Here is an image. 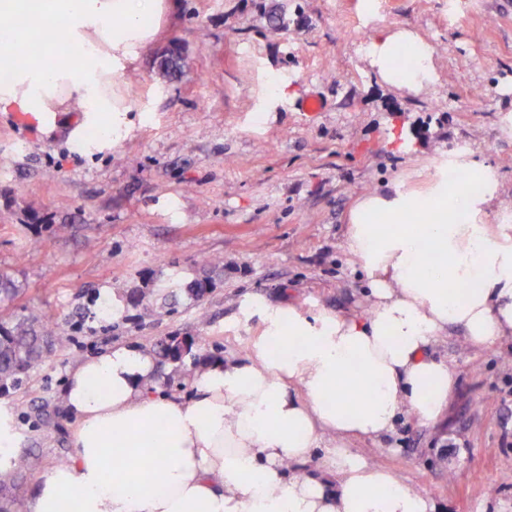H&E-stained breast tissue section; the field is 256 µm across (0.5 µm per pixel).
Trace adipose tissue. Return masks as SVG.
Returning <instances> with one entry per match:
<instances>
[{"mask_svg": "<svg viewBox=\"0 0 512 512\" xmlns=\"http://www.w3.org/2000/svg\"><path fill=\"white\" fill-rule=\"evenodd\" d=\"M173 0H0V112L58 119L82 101L83 122L114 138L128 106L120 69L153 43ZM58 18L66 46L96 68L21 58L33 13ZM367 54L383 82L411 93L434 80L433 50L408 29H384ZM500 200L491 165L458 152L424 194L400 184L365 195L345 249L371 308L342 316L265 306L264 335L245 356L209 363L167 392L155 357L116 346L72 370L62 402L76 421L70 463L41 468L27 512H435L426 495L350 449L409 415L436 424L456 371L432 348L449 328L487 348L512 335V225L485 219ZM286 352L271 355L269 341ZM368 384L361 403L347 398ZM327 448L318 476L289 472Z\"/></svg>", "mask_w": 512, "mask_h": 512, "instance_id": "1", "label": "adipose tissue"}]
</instances>
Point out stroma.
I'll list each match as a JSON object with an SVG mask.
<instances>
[{
    "mask_svg": "<svg viewBox=\"0 0 512 512\" xmlns=\"http://www.w3.org/2000/svg\"><path fill=\"white\" fill-rule=\"evenodd\" d=\"M384 28L431 45L435 79L421 92L371 67L364 48ZM171 49L184 62L164 81L154 62ZM477 88L488 96L474 104ZM116 89L132 126L114 145L95 123L75 139L0 114V273L23 288L0 319L35 312L66 338L24 393L0 398V413L18 434L16 456L45 466L71 458L61 393L82 358L173 333L199 355H245L264 329L242 312L254 299L366 312V283L344 249L364 194L393 181L424 191L443 153L479 151L502 186L488 221L512 218V139L499 128L512 113V0H178ZM313 97L321 107L306 111ZM395 128L411 150L389 145ZM58 224L71 234L56 236ZM206 256L224 274L188 297L174 283L196 277ZM138 291L161 308L135 307ZM435 353L458 373L444 419H402L358 449L436 512H512V336L472 350L453 328Z\"/></svg>",
    "mask_w": 512,
    "mask_h": 512,
    "instance_id": "obj_1",
    "label": "stroma"
}]
</instances>
